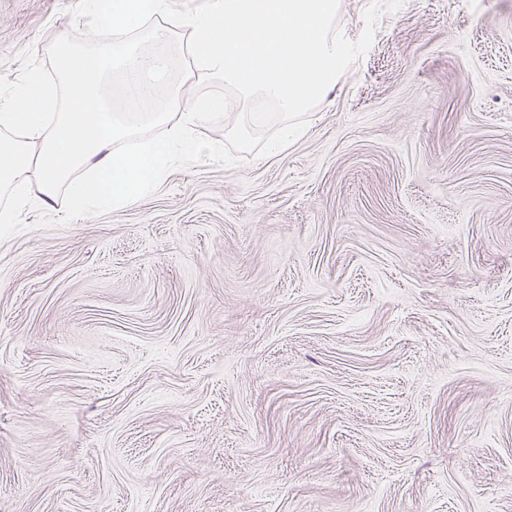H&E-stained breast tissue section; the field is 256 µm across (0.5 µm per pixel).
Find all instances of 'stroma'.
<instances>
[{
    "label": "stroma",
    "mask_w": 512,
    "mask_h": 512,
    "mask_svg": "<svg viewBox=\"0 0 512 512\" xmlns=\"http://www.w3.org/2000/svg\"><path fill=\"white\" fill-rule=\"evenodd\" d=\"M76 0H0V74ZM0 239V512H512V0H403L304 132Z\"/></svg>",
    "instance_id": "1"
}]
</instances>
